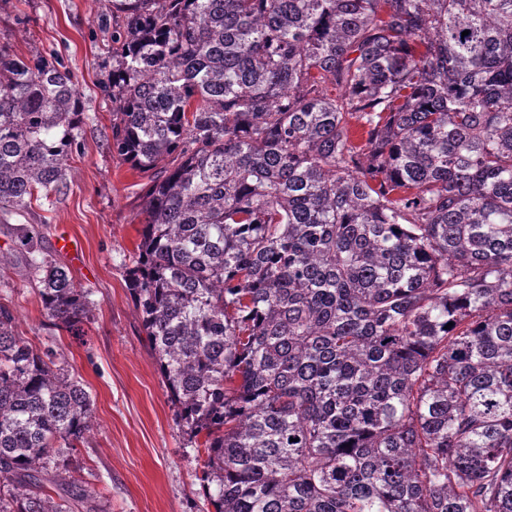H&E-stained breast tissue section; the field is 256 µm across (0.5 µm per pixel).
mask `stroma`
Segmentation results:
<instances>
[{
  "label": "stroma",
  "mask_w": 512,
  "mask_h": 512,
  "mask_svg": "<svg viewBox=\"0 0 512 512\" xmlns=\"http://www.w3.org/2000/svg\"><path fill=\"white\" fill-rule=\"evenodd\" d=\"M104 0H0V44L57 56L71 70L89 119L67 186L52 207L32 205L23 220L0 223V251L13 264L0 276V303L35 347L52 345L89 393L95 426L70 457L75 479L95 487L105 512H205L196 450L175 418L125 279L141 240V196L153 174L112 149V72L99 47ZM88 291L93 316L76 336L49 326L27 274L22 229ZM77 251L58 249L60 238Z\"/></svg>",
  "instance_id": "stroma-1"
}]
</instances>
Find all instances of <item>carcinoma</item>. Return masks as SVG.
I'll return each instance as SVG.
<instances>
[{
    "instance_id": "cac0c4a2",
    "label": "carcinoma",
    "mask_w": 512,
    "mask_h": 512,
    "mask_svg": "<svg viewBox=\"0 0 512 512\" xmlns=\"http://www.w3.org/2000/svg\"><path fill=\"white\" fill-rule=\"evenodd\" d=\"M106 8L112 149L154 172L126 278L205 501L512 512V0ZM87 119L0 46L1 215L57 202ZM20 244L78 332L89 293ZM93 426L0 304V512H104L66 454Z\"/></svg>"
}]
</instances>
